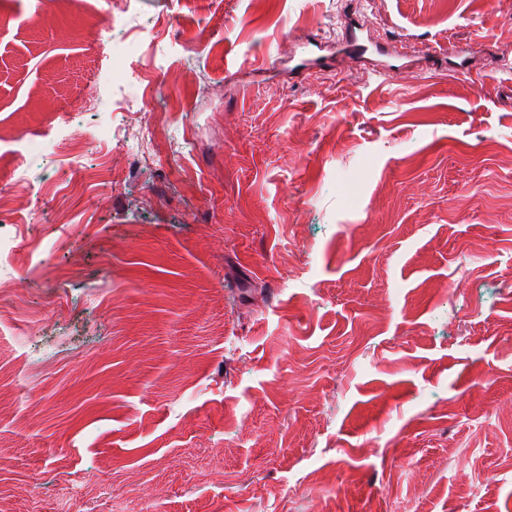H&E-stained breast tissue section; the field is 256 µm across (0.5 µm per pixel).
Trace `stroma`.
Segmentation results:
<instances>
[{"label":"stroma","instance_id":"35a3bbf8","mask_svg":"<svg viewBox=\"0 0 512 512\" xmlns=\"http://www.w3.org/2000/svg\"><path fill=\"white\" fill-rule=\"evenodd\" d=\"M103 7L0 0V154L75 215L0 217V502L512 512V0H368L380 55L356 0ZM67 193H62L53 199L49 200L48 208L50 211L47 213L50 224L47 228H53L66 224H74V217L72 216L69 208L66 206Z\"/></svg>","mask_w":512,"mask_h":512}]
</instances>
